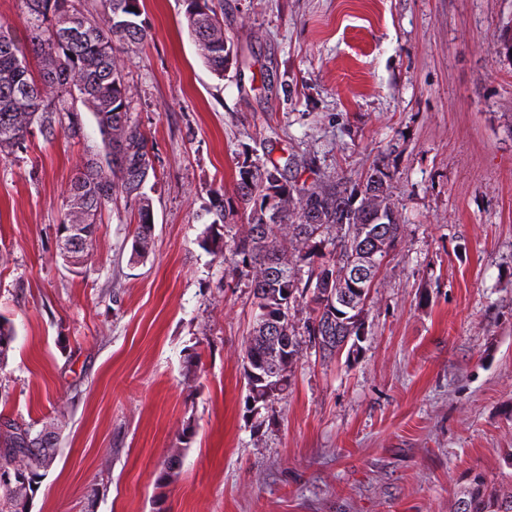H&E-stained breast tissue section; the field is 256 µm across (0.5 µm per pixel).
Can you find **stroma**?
Wrapping results in <instances>:
<instances>
[{
  "label": "stroma",
  "mask_w": 512,
  "mask_h": 512,
  "mask_svg": "<svg viewBox=\"0 0 512 512\" xmlns=\"http://www.w3.org/2000/svg\"><path fill=\"white\" fill-rule=\"evenodd\" d=\"M223 4V77L184 0H141L149 42L120 52L154 146L143 262L121 197L81 268L56 252L74 173L105 155L89 109L80 137L0 156V417L59 432L31 512H454L473 473L512 484V0ZM245 155L308 182L386 157L403 226L358 354L308 351L257 414L252 292L202 244Z\"/></svg>",
  "instance_id": "35a3bbf8"
}]
</instances>
